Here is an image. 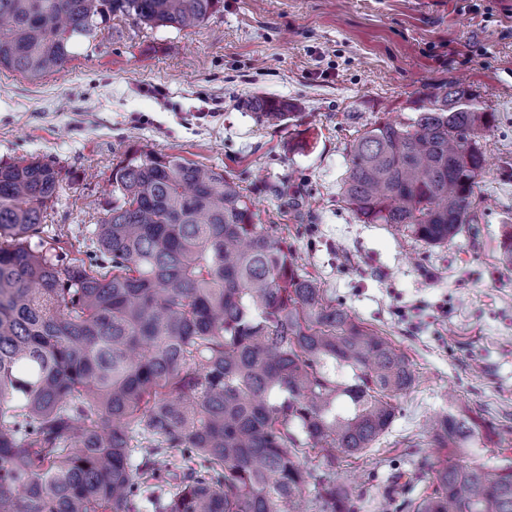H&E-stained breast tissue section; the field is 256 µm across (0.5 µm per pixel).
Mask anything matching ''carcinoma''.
<instances>
[{
    "mask_svg": "<svg viewBox=\"0 0 512 512\" xmlns=\"http://www.w3.org/2000/svg\"><path fill=\"white\" fill-rule=\"evenodd\" d=\"M219 2L0 0V69L41 78L114 16L185 30ZM410 110L349 144L342 198L440 246L474 223L496 113L457 82ZM62 181L38 156L0 165V512H358L336 464L385 435L414 385L394 342L333 304L221 171L131 144L81 258L32 243ZM429 428L442 458L412 512H512V465L462 460L474 420Z\"/></svg>",
    "mask_w": 512,
    "mask_h": 512,
    "instance_id": "carcinoma-1",
    "label": "carcinoma"
}]
</instances>
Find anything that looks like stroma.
<instances>
[{"mask_svg": "<svg viewBox=\"0 0 512 512\" xmlns=\"http://www.w3.org/2000/svg\"><path fill=\"white\" fill-rule=\"evenodd\" d=\"M77 52L40 79L0 70V164L38 155L62 169L47 237L89 234L112 163L134 142L222 171L327 296L415 371L388 432L338 470L362 512H380L376 491L397 473L392 512L423 494L422 467L439 457L427 422L443 409L478 424L472 461L512 464V266L500 253L512 230V0H222L188 30L113 18ZM442 81L480 93L499 120L484 141L478 221L436 247L361 223L341 185L351 141L406 120ZM256 97L288 102L294 118L259 122Z\"/></svg>", "mask_w": 512, "mask_h": 512, "instance_id": "obj_1", "label": "stroma"}]
</instances>
